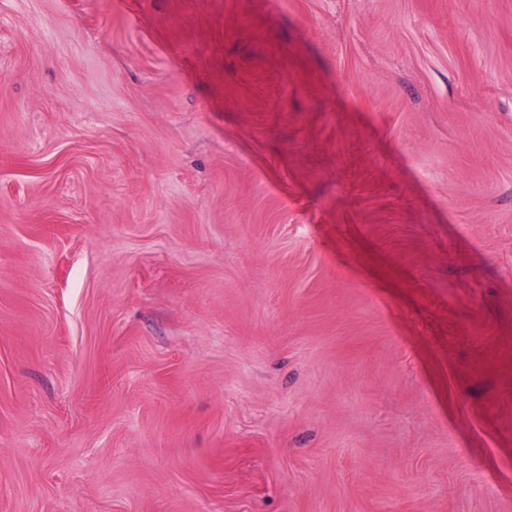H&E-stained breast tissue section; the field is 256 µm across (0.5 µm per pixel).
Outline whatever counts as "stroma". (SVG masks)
Wrapping results in <instances>:
<instances>
[{"mask_svg": "<svg viewBox=\"0 0 512 512\" xmlns=\"http://www.w3.org/2000/svg\"><path fill=\"white\" fill-rule=\"evenodd\" d=\"M0 512H512V0H0Z\"/></svg>", "mask_w": 512, "mask_h": 512, "instance_id": "stroma-1", "label": "stroma"}]
</instances>
